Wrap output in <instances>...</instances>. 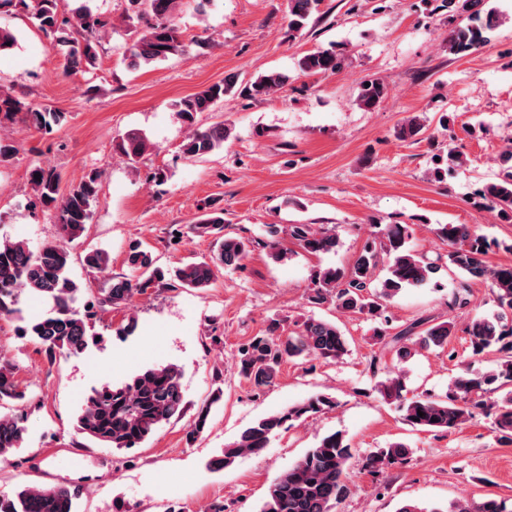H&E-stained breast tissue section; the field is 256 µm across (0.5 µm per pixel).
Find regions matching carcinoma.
Instances as JSON below:
<instances>
[{"label": "carcinoma", "mask_w": 512, "mask_h": 512, "mask_svg": "<svg viewBox=\"0 0 512 512\" xmlns=\"http://www.w3.org/2000/svg\"><path fill=\"white\" fill-rule=\"evenodd\" d=\"M135 6V20L142 26L139 36L129 45L124 55L129 65L139 68L168 60L189 51L182 41L175 20L180 0H130ZM448 12L460 17V22L448 33V51L460 54L487 41V33L502 22L493 9L483 10V0H443ZM17 4L32 9L39 29L50 36L65 60V71L75 74L93 69L99 57L98 34L106 26L100 16L87 9L70 15L58 10V0H0L3 5ZM321 0H288V33L294 35L307 25L311 15L318 11ZM345 55L339 49L317 50L299 60L304 73L326 75L339 71ZM290 76L270 71L257 76L241 88L251 99H267L283 89ZM238 83L234 74L221 83L181 98L174 103L175 111L190 127L181 144L182 154L189 159H203L224 147L231 129L224 123L206 128L195 126L196 116L210 112L233 91ZM388 94L387 85L379 79L361 86L355 99L364 111L375 109ZM22 122L35 130L49 131L66 120V114L55 109L22 103L0 93V121ZM424 124L412 117L399 127L397 136L405 139L421 134ZM120 150L134 160L143 155L147 138L131 132L122 138ZM40 174V179L33 178ZM31 183L36 189V200L45 210L54 213L60 240L32 250L26 241L0 239V317L24 320L19 307L20 296L29 293L48 304L45 313L20 327V335L36 340L49 358L58 355L83 353L90 339L98 312L106 308L129 307L138 295L146 293L155 283L162 282L166 272L156 265L152 251L140 242L128 246L125 263L130 276L109 277L97 294L85 296L84 289L71 278V253L67 243L80 238L93 215L100 188L101 174L87 173L67 192H61L60 176L54 170L36 166L31 169ZM483 204L497 211L505 222H512V166L503 168L493 182L478 191ZM224 211L205 214L198 223L190 225V232L200 237H214L215 246L209 260L191 262L176 268L168 279L181 288L203 289L215 276V270L243 267L257 245L269 249L275 261L283 260L287 252L279 247L278 225L269 224L266 239L228 236L224 233ZM438 236L448 243V252L435 259L418 253L411 246L412 228L408 224H387L370 234L358 257L347 269L327 267L317 271L310 289L309 302L321 305L335 304L336 308L365 315L378 323L374 330L379 342H387L392 357L406 361L420 348L448 345L455 325L449 319L416 320L406 328L389 334L392 318L387 309L393 299L405 288L420 287L431 282L442 269L455 270L472 279L491 281L493 301L497 312L491 317H477L466 326L471 357L493 352L498 355L494 368L475 371L467 363L454 383L452 393L436 397L404 396V386L397 377L386 379L378 392L387 401L404 411V419L423 431L452 432L473 417L474 410L483 405V397L499 390L506 391L494 417V432L498 440L512 444V264L490 266L487 256L499 247V242L479 233L468 224H442ZM288 235L306 253L325 254L335 250L336 232L318 230L311 224H290ZM386 263V276L378 279L380 263ZM91 271L104 273L111 258L100 249L90 250L83 257ZM280 321L273 319L268 335L255 336L238 350L239 372L258 391L271 386L277 369L285 359L298 357L311 360L338 361L348 352V340L336 324L313 316L307 317L298 331L280 339L277 334ZM26 390L15 379V366L0 361V407L24 405ZM336 407V401L326 395H317L284 411L262 417L246 427L238 437L225 446L221 455L211 459L208 468L221 470L237 459L256 455L268 448L271 439L285 425L306 415H314ZM186 409L181 369L174 364L147 367L121 384L94 387L85 396L76 416L78 433L95 443L117 450L139 448L159 427L173 418L181 417ZM423 415H418V412ZM209 407L201 408L189 426L186 440L194 442L208 422ZM28 438L25 418L21 414L0 413V459L14 455L24 448ZM351 448L341 432L323 436L288 467L270 487L259 512H334L347 495L349 481L347 462ZM410 450L401 443L380 448L368 458L366 467L371 473L383 472L396 464H404ZM81 489L73 487H37L19 485L10 493L0 492V512H76ZM451 512H512L506 501L487 498L480 503L461 499L453 504Z\"/></svg>", "instance_id": "obj_1"}]
</instances>
